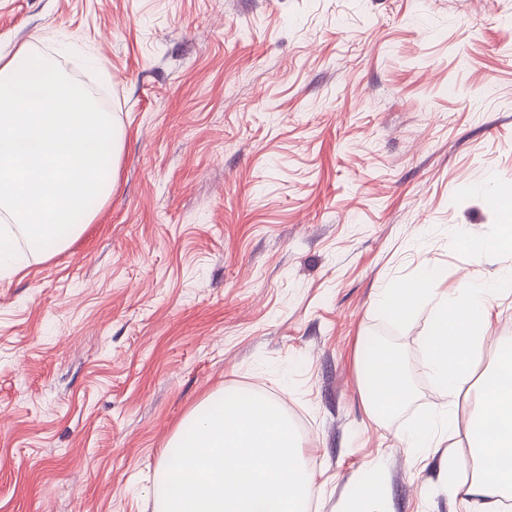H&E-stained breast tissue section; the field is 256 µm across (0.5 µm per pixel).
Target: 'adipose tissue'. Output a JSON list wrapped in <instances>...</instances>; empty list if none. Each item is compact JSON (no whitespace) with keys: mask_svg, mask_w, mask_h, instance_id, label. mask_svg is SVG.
I'll return each mask as SVG.
<instances>
[{"mask_svg":"<svg viewBox=\"0 0 512 512\" xmlns=\"http://www.w3.org/2000/svg\"><path fill=\"white\" fill-rule=\"evenodd\" d=\"M440 280L437 267H423L416 280L383 295L382 303L397 321L418 306L430 307L423 336L428 365L437 390L453 402L472 388V365L485 341L482 327L493 301L505 292L507 284L493 278L468 280L447 298L438 293ZM358 378L367 408L376 417L390 414L410 395L401 359L379 347L372 348L368 361L361 364ZM441 428L451 435L465 430L478 461L474 477L463 482L455 475V456L446 457L449 495L459 501L464 512H474L479 504L484 512H497L500 499L512 495V352L483 379L466 424H459L452 409L440 422L420 418L408 433L410 447H439L437 431ZM380 469V463H373L370 475L357 481L342 512H386V486L378 476Z\"/></svg>","mask_w":512,"mask_h":512,"instance_id":"obj_1","label":"adipose tissue"}]
</instances>
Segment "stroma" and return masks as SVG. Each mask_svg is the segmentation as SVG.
Returning a JSON list of instances; mask_svg holds the SVG:
<instances>
[{
	"label": "stroma",
	"instance_id": "35a3bbf8",
	"mask_svg": "<svg viewBox=\"0 0 512 512\" xmlns=\"http://www.w3.org/2000/svg\"><path fill=\"white\" fill-rule=\"evenodd\" d=\"M31 44L114 119L109 199L68 247L0 273V512H155L174 434L224 389L278 402L340 512L383 464L390 512H460L446 448L406 432L442 410L430 317L385 289L512 280L475 258L512 190V0H0V53ZM482 380L512 344L496 299ZM413 396L368 414L369 343Z\"/></svg>",
	"mask_w": 512,
	"mask_h": 512
}]
</instances>
